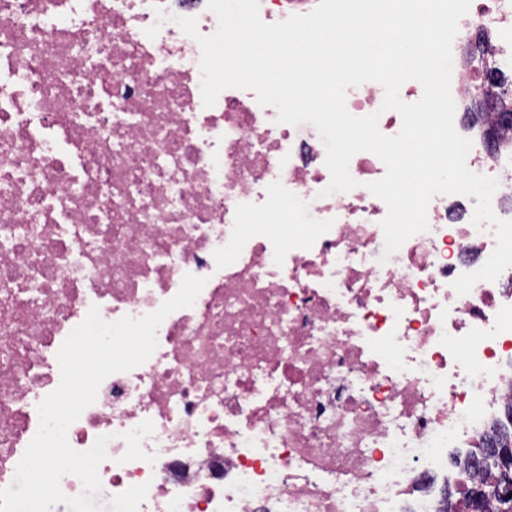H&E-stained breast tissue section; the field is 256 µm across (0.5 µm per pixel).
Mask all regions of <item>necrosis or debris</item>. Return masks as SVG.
Masks as SVG:
<instances>
[{
	"label": "necrosis or debris",
	"instance_id": "obj_1",
	"mask_svg": "<svg viewBox=\"0 0 512 512\" xmlns=\"http://www.w3.org/2000/svg\"><path fill=\"white\" fill-rule=\"evenodd\" d=\"M177 15L218 28L207 0H0V489L89 308L144 316L191 273L207 280L194 306L68 429L80 452L108 436L105 496L145 483L138 512H435L449 456L512 405V267L456 293L496 245L462 195L434 196L428 231L384 256L387 207L367 188L382 160L355 154L356 188L331 194L312 125L276 123L248 90L204 106ZM476 30L512 64V0H471L457 37ZM484 86L480 62L453 63L456 106ZM383 99L372 81L346 92L397 135ZM490 120L494 155L454 126L512 220V124ZM147 419L155 463L123 462V433Z\"/></svg>",
	"mask_w": 512,
	"mask_h": 512
}]
</instances>
